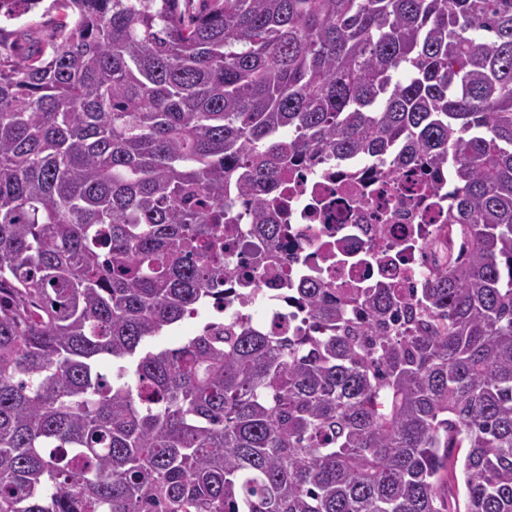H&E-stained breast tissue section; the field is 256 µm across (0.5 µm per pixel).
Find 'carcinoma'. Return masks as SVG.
I'll return each mask as SVG.
<instances>
[{
	"instance_id": "carcinoma-1",
	"label": "carcinoma",
	"mask_w": 512,
	"mask_h": 512,
	"mask_svg": "<svg viewBox=\"0 0 512 512\" xmlns=\"http://www.w3.org/2000/svg\"><path fill=\"white\" fill-rule=\"evenodd\" d=\"M43 2L0 0V512H512V0ZM354 155L448 173L469 254L147 346Z\"/></svg>"
}]
</instances>
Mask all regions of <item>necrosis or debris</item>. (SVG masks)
<instances>
[{
    "instance_id": "obj_1",
    "label": "necrosis or debris",
    "mask_w": 512,
    "mask_h": 512,
    "mask_svg": "<svg viewBox=\"0 0 512 512\" xmlns=\"http://www.w3.org/2000/svg\"><path fill=\"white\" fill-rule=\"evenodd\" d=\"M286 196L288 233L278 262L258 265L247 255L252 225L225 237L230 274L217 308L224 319L247 316L278 336L302 332L311 324L295 295L304 278H322L343 295L383 285L415 291L442 260V241H451L452 254L464 249L448 238L447 199L426 192L410 167L390 175L379 162L352 157L338 167L303 169Z\"/></svg>"
}]
</instances>
